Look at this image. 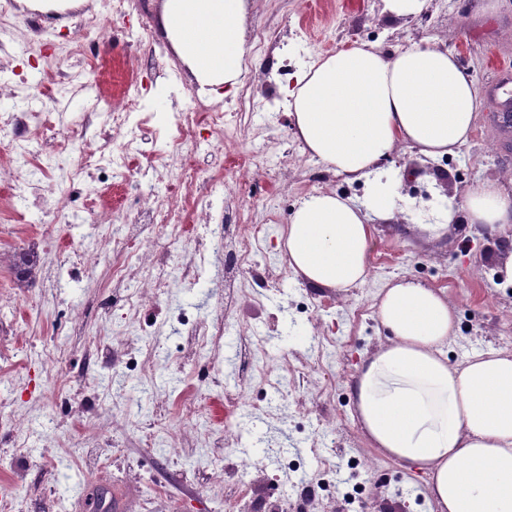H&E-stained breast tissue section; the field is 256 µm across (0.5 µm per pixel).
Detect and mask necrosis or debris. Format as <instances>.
I'll list each match as a JSON object with an SVG mask.
<instances>
[{
    "instance_id": "necrosis-or-debris-1",
    "label": "necrosis or debris",
    "mask_w": 512,
    "mask_h": 512,
    "mask_svg": "<svg viewBox=\"0 0 512 512\" xmlns=\"http://www.w3.org/2000/svg\"><path fill=\"white\" fill-rule=\"evenodd\" d=\"M139 97L127 91L113 97L112 110L106 118L98 114H86L79 126L72 128L73 139L82 143L81 161L75 171H65L60 181H53L45 171H20L10 164H0V185L11 191V208L20 214L30 208H38L50 224H115L117 211L99 205L89 213H82L80 205L88 196L97 194L103 180L120 181L130 171L137 169L142 188L141 199L147 206L148 221L167 228L178 225L177 215L181 200L175 192L187 171L186 161L163 168L153 161L139 162L140 133L150 123V116L138 110ZM34 113L18 108L0 113V146L9 153L25 156L29 151L30 125ZM199 125L208 126L213 134L211 147L223 152L225 137L258 138L259 128L228 126L226 115L218 110L202 112H175L163 128V139L174 147H182ZM168 187L166 194H159L157 184ZM112 257V277L123 281L132 273H139L140 286L136 291L135 308L148 310L156 307V285L149 274L150 268L162 263V255L151 244L130 247L125 239L101 241L95 249L79 253L81 266L98 265L103 255Z\"/></svg>"
}]
</instances>
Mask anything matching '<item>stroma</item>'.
Returning <instances> with one entry per match:
<instances>
[{
	"mask_svg": "<svg viewBox=\"0 0 512 512\" xmlns=\"http://www.w3.org/2000/svg\"><path fill=\"white\" fill-rule=\"evenodd\" d=\"M162 2L128 0L111 19L112 44L85 57L71 33L102 12V0L48 12L15 0L11 17L0 21V34L15 48L12 59L0 61V85L12 91L0 99V112L21 100L39 115L32 152L16 165L76 168L78 143L67 139L56 115L72 121L86 111L108 112L116 81L154 114L141 151L161 165L169 156L158 148L156 124L169 113L202 106L256 124L250 102L266 96L284 117L270 150L255 154L250 141H228L217 157L199 138L182 151L194 157L197 190L253 164L246 207L254 220L268 221L267 244L252 269H227L241 209L228 201L219 228L187 224L179 235L160 236L152 225H137L138 240L154 242L164 263L152 271L162 284L159 310L135 313L126 302L131 283L111 278V255L90 269L63 266L73 248L120 235L119 225L73 224L47 234L39 228L41 212H26L15 235L0 237V293L23 286L34 295L0 310V498L12 501L14 512H86L89 494L105 487L112 512H431L422 474L370 448L353 420L350 385L360 356L385 341L377 294L402 278L447 291L459 324L445 349L451 364L512 353V285L496 273L512 245L464 227L435 239L423 230L448 197L487 180L512 182V143L496 117L497 101L512 92V0L485 14L475 12L474 0H430L410 21L387 17L384 0H337L332 11L320 0H249L246 31L267 32L262 60L273 79L260 85L245 76L236 89L213 92L201 91L161 32ZM144 27L155 39L151 66L135 50ZM441 38L482 91L468 142L427 163L408 153L390 158L386 181L398 183L401 201L425 206L398 216L401 235L378 225L366 284L342 296L303 285L281 246L285 225L268 220L279 207L276 178L293 186L292 211L315 192L362 200L372 186L345 182L317 159L295 163L301 142L286 118L287 84L276 80L277 69L298 73L358 41L393 52ZM33 68L42 77L37 94L19 80ZM202 244L210 247L203 279L180 284L179 267ZM29 250L37 262L22 285L10 265L14 253ZM149 321L161 328L146 340L139 331ZM216 327L224 343L208 364L197 341ZM50 353L57 369L44 367ZM140 384L152 385V393L141 396ZM181 394L204 400L206 415L181 416ZM149 438L154 447H146ZM171 440L174 455L163 449Z\"/></svg>",
	"mask_w": 512,
	"mask_h": 512,
	"instance_id": "obj_1",
	"label": "stroma"
}]
</instances>
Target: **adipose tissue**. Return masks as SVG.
I'll list each match as a JSON object with an SVG mask.
<instances>
[{
    "instance_id": "obj_1",
    "label": "adipose tissue",
    "mask_w": 512,
    "mask_h": 512,
    "mask_svg": "<svg viewBox=\"0 0 512 512\" xmlns=\"http://www.w3.org/2000/svg\"><path fill=\"white\" fill-rule=\"evenodd\" d=\"M246 12L247 0H163L159 27L200 86H233L249 57ZM289 97L298 138L349 182L377 179L400 147L424 160L453 154L480 105L475 77L432 44L337 50L301 72ZM396 198H304L286 229L289 269L316 288L362 286L376 225L393 219ZM463 218L512 236V191L489 180L448 198L442 222L425 230L440 236ZM379 297L386 341L365 355L352 385L370 447L426 472L434 512H512V354L450 364L443 347L456 328L444 290L403 279Z\"/></svg>"
}]
</instances>
